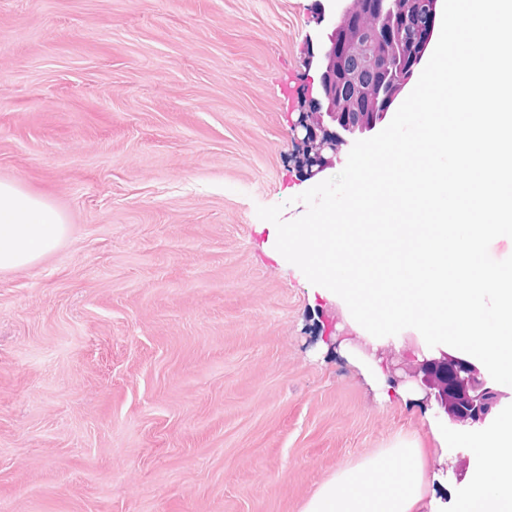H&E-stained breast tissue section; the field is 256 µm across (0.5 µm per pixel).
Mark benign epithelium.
Segmentation results:
<instances>
[{"label": "benign epithelium", "mask_w": 512, "mask_h": 512, "mask_svg": "<svg viewBox=\"0 0 512 512\" xmlns=\"http://www.w3.org/2000/svg\"><path fill=\"white\" fill-rule=\"evenodd\" d=\"M441 0H431L427 20L419 26L401 10L400 0H369L367 6L381 19L376 35L388 38L395 53L376 62V67L392 78L374 88L370 95L371 111H361L363 84L354 62L368 34L358 32L360 12L357 0H318L315 23L326 30V39L317 41L309 53V64L318 73V96L301 98L299 112L293 123L297 142L300 178L309 180L340 160L342 147H351L358 140L376 135L389 110L412 84L419 65L428 54L436 29ZM455 362L453 380L467 392L463 415H449L456 424L484 421L496 403L499 392L471 362L449 353L439 359L426 360L418 370L402 376L399 366H391L393 378L399 382H415L429 399L448 411L447 395L439 392L431 369L441 362Z\"/></svg>", "instance_id": "7a95c632"}]
</instances>
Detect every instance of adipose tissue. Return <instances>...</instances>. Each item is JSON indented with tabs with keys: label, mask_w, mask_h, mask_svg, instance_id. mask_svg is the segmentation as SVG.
<instances>
[{
	"label": "adipose tissue",
	"mask_w": 512,
	"mask_h": 512,
	"mask_svg": "<svg viewBox=\"0 0 512 512\" xmlns=\"http://www.w3.org/2000/svg\"><path fill=\"white\" fill-rule=\"evenodd\" d=\"M65 216L20 183L0 181V270L27 268L67 235ZM478 465L456 512H512V412L473 435ZM428 449L402 441L382 454L340 468L305 502L302 512H430Z\"/></svg>",
	"instance_id": "1"
}]
</instances>
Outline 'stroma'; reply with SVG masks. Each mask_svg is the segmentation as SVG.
<instances>
[{"label":"stroma","mask_w":512,"mask_h":512,"mask_svg":"<svg viewBox=\"0 0 512 512\" xmlns=\"http://www.w3.org/2000/svg\"><path fill=\"white\" fill-rule=\"evenodd\" d=\"M315 0H0V181L65 215L0 271V512H301L401 438L451 512L476 460L372 380L344 301L276 250ZM347 335L351 356L330 340Z\"/></svg>","instance_id":"35a3bbf8"}]
</instances>
